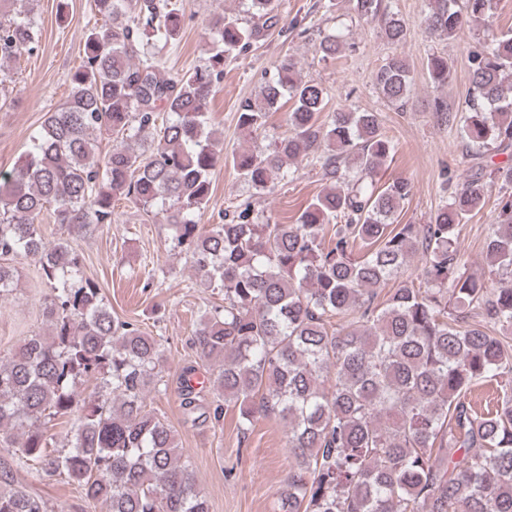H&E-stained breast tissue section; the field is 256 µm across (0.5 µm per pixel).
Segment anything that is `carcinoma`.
<instances>
[{"mask_svg": "<svg viewBox=\"0 0 512 512\" xmlns=\"http://www.w3.org/2000/svg\"><path fill=\"white\" fill-rule=\"evenodd\" d=\"M34 0H0V96L18 54L39 47ZM361 18L383 15L394 45L407 23L382 0H350ZM279 0H249V18L209 19L211 55L178 77L161 73L157 44L177 39L183 17L163 0H94L83 60L66 102L33 133L28 149L0 172V259H32L50 289L47 333L0 357V441L48 478L66 477L105 512H209L194 471L168 424L147 409L167 363L161 340L112 314L68 242H45L39 217L53 206L72 235L112 223L126 199L162 215L178 247L224 305L203 313L190 345L205 370L211 409L181 374L180 404L192 422L237 410L241 430L276 414L288 427L295 465L279 512H512V196L498 199L486 244L497 287L455 271L460 226L489 191L477 172L427 224H398L412 184L378 175L395 144L376 112L339 109L320 119L326 89L282 55L238 125L252 136L287 97L288 134L264 151L232 155L233 168L264 192L293 178L291 165L318 155L329 185L293 224H257L250 204L224 224L201 226L211 174L224 162L223 133L208 111L224 61L264 40L279 23ZM494 0H432L424 24L451 37L493 14ZM350 48L319 43L324 58ZM431 83L448 85V59L431 55ZM375 89L404 106L413 82L393 54L373 74ZM462 132L474 155L512 146V33L472 54ZM113 137L105 157L98 137ZM331 228L329 242L324 231ZM365 251L356 253L354 243ZM422 254L426 286L400 279ZM18 270L0 263V298ZM398 280L387 300L376 287ZM476 311L493 336L465 324ZM499 384L495 409L468 399L481 380ZM93 384V391L85 387ZM224 405H219V402ZM71 421L67 448L50 449L47 425ZM0 512H46L42 499L6 485Z\"/></svg>", "mask_w": 512, "mask_h": 512, "instance_id": "cac0c4a2", "label": "carcinoma"}]
</instances>
